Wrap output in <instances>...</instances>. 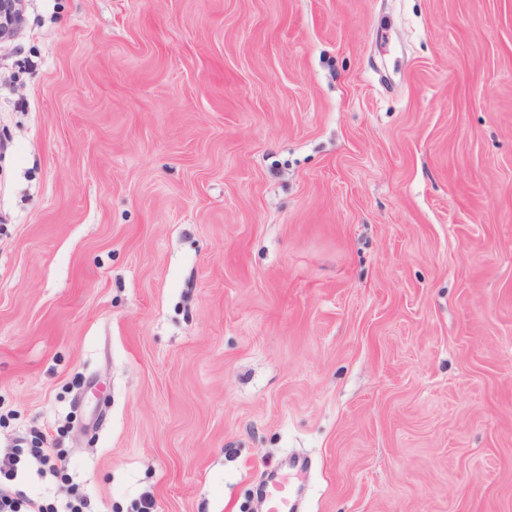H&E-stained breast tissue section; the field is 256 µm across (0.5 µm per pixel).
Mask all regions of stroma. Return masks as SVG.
<instances>
[{
	"instance_id": "obj_1",
	"label": "stroma",
	"mask_w": 512,
	"mask_h": 512,
	"mask_svg": "<svg viewBox=\"0 0 512 512\" xmlns=\"http://www.w3.org/2000/svg\"><path fill=\"white\" fill-rule=\"evenodd\" d=\"M0 141L15 488L512 512V0H28ZM49 449L31 448L29 454L40 465L38 471L42 476L49 474L55 477L59 470H64L68 466L69 461L59 450L53 459ZM270 490L267 494L268 512H291L294 504H291L290 485L288 474L276 473L269 480Z\"/></svg>"
}]
</instances>
